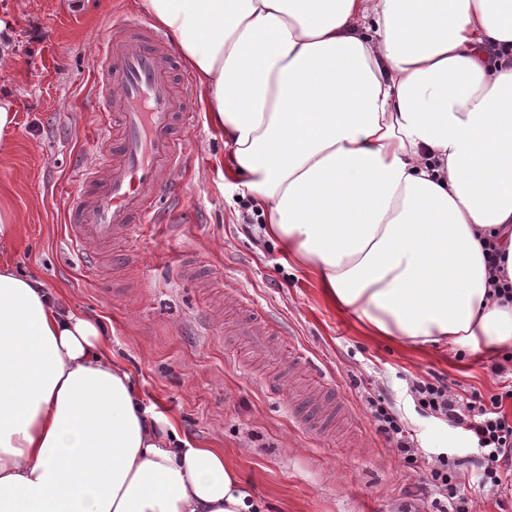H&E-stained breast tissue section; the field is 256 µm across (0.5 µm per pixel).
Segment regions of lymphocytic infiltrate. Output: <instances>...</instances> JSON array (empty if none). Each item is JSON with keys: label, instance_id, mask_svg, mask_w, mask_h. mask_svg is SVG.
<instances>
[{"label": "lymphocytic infiltrate", "instance_id": "1", "mask_svg": "<svg viewBox=\"0 0 512 512\" xmlns=\"http://www.w3.org/2000/svg\"><path fill=\"white\" fill-rule=\"evenodd\" d=\"M410 396L420 415L445 422L466 432L475 450L465 457L447 453L428 456L429 472L425 488L435 492L436 512H470V500L464 492L467 473H475L479 487L501 490L506 473L512 471V419L504 404L512 401V384L501 392L464 397L453 393L441 377L413 381ZM379 434L392 441L405 460L419 454L417 436L386 398L368 402Z\"/></svg>", "mask_w": 512, "mask_h": 512}]
</instances>
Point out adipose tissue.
I'll use <instances>...</instances> for the list:
<instances>
[{
	"label": "adipose tissue",
	"instance_id": "obj_1",
	"mask_svg": "<svg viewBox=\"0 0 512 512\" xmlns=\"http://www.w3.org/2000/svg\"><path fill=\"white\" fill-rule=\"evenodd\" d=\"M242 195L372 336L512 348V0H138ZM0 210V512H264L160 426L103 323L18 272Z\"/></svg>",
	"mask_w": 512,
	"mask_h": 512
}]
</instances>
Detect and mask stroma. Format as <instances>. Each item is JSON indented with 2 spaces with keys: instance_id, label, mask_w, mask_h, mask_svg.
Segmentation results:
<instances>
[{
  "instance_id": "35a3bbf8",
  "label": "stroma",
  "mask_w": 512,
  "mask_h": 512,
  "mask_svg": "<svg viewBox=\"0 0 512 512\" xmlns=\"http://www.w3.org/2000/svg\"><path fill=\"white\" fill-rule=\"evenodd\" d=\"M135 0H0V93L18 126L0 145V206L17 223L11 257L37 271L64 304L102 316L113 351L146 404L193 444L224 451L265 512H403L415 501L424 460L407 462L378 434L369 398L389 392L415 426L423 449L457 448L464 434L415 413L407 391L436 373L451 390L500 392L512 377L491 367L485 347L424 349L363 336L317 278L265 233V210L239 197L231 152L203 105L186 119L190 164L183 189L162 198L172 224L100 250L85 266L66 228L78 168L92 163L102 117L94 58L112 21L138 15ZM238 302L288 329L306 355L314 385L290 360L254 355L239 336ZM503 362V361H502Z\"/></svg>"
}]
</instances>
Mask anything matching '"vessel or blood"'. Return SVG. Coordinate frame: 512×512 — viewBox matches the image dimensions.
<instances>
[{"mask_svg":"<svg viewBox=\"0 0 512 512\" xmlns=\"http://www.w3.org/2000/svg\"><path fill=\"white\" fill-rule=\"evenodd\" d=\"M174 57L164 35L132 18L113 23L95 59L98 110L105 124L96 140L94 164L79 172L81 189L68 209L72 240L94 261V245L132 240L139 225L165 224L170 214L158 207L156 192L181 189L189 153L179 127L197 94L191 82L173 84ZM239 336L266 357L271 347L264 319H243Z\"/></svg>","mask_w":512,"mask_h":512,"instance_id":"1","label":"vessel or blood"}]
</instances>
